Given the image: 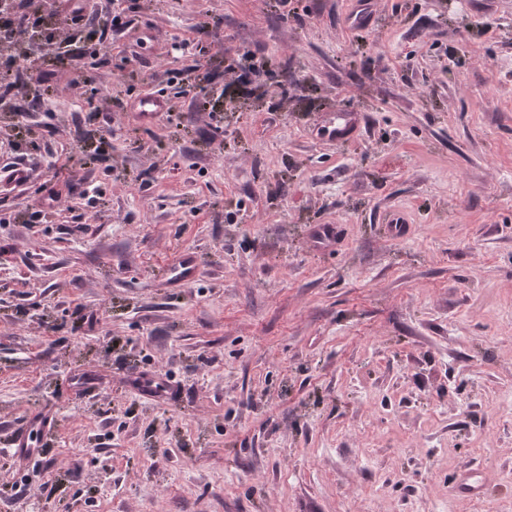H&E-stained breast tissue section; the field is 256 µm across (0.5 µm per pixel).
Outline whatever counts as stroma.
I'll return each instance as SVG.
<instances>
[{
  "mask_svg": "<svg viewBox=\"0 0 512 512\" xmlns=\"http://www.w3.org/2000/svg\"><path fill=\"white\" fill-rule=\"evenodd\" d=\"M126 20L94 84L67 88L84 36L39 60L60 90L31 133L0 112L20 143L0 168L32 170L0 183V512H512V0H129ZM237 50L264 70L247 86ZM113 86L174 111L144 126ZM351 112L367 125L336 142ZM44 409L26 473L3 449ZM199 259L194 252H184L179 259L168 267V281L177 287L193 283L198 276Z\"/></svg>",
  "mask_w": 512,
  "mask_h": 512,
  "instance_id": "1",
  "label": "stroma"
}]
</instances>
